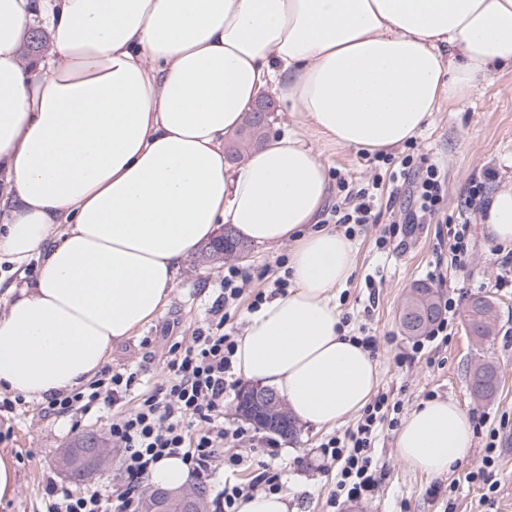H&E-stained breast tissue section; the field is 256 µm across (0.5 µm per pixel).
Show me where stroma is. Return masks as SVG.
Here are the masks:
<instances>
[{
	"instance_id": "obj_1",
	"label": "stroma",
	"mask_w": 512,
	"mask_h": 512,
	"mask_svg": "<svg viewBox=\"0 0 512 512\" xmlns=\"http://www.w3.org/2000/svg\"><path fill=\"white\" fill-rule=\"evenodd\" d=\"M315 149L329 175L362 184L377 175L384 178L386 173L385 164L371 155L320 143ZM411 151L439 163L447 189L448 220L417 225L406 245L384 252L377 249L375 240L382 225L390 222L391 210L379 203L378 223L368 225L356 238V270L337 292L336 304L340 315L350 318L348 335L377 339L378 392L400 400L407 412L430 394L455 399L471 412L470 459L445 475L412 471L397 456L395 428L381 422L373 449L382 475L378 491L367 501H341L333 506L329 499L336 488V471L318 468L315 455L323 442L343 436L356 420L351 417L330 428L300 422L294 434L279 437L274 456H267L259 445L242 447L246 466L230 477L216 471L205 483L208 495H215L228 478L249 483L260 463L269 460L281 470V492L295 512H512V281L500 287L495 284L498 269L493 245L482 230L479 213L470 216L475 248L468 267L455 265L448 239V227L458 222L470 187L479 182L484 191L494 189V180H485V171L493 170L496 178L512 175V70L498 72L463 102H440L430 125L414 138L412 146H401L392 156L399 160ZM287 253L284 245L250 244L241 258L205 261L191 254L182 265L165 312L112 347L109 370L139 373L127 407L136 406L152 383L165 377L167 338L190 341L194 329L208 319L227 264L238 265L251 275L255 290L267 292L282 275L278 260ZM369 277L375 280L371 289L365 284ZM418 282L431 283L442 296L454 292L468 300L488 298L496 316L494 336L475 343L458 322L446 342L411 354L414 338L403 330L400 316L407 293ZM487 361L497 366L499 384L492 399L480 401L472 394L470 374ZM494 430L499 438L491 484L462 482L463 473L480 462ZM86 432L105 435L106 425L92 415L77 419L48 414L42 402L23 401L14 411L1 412L0 449L15 461L18 489L8 504L0 506V512H45L48 479L61 485L66 482L58 464L60 451Z\"/></svg>"
}]
</instances>
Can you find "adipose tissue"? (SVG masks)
<instances>
[{"label":"adipose tissue","mask_w":512,"mask_h":512,"mask_svg":"<svg viewBox=\"0 0 512 512\" xmlns=\"http://www.w3.org/2000/svg\"><path fill=\"white\" fill-rule=\"evenodd\" d=\"M39 18L48 44L33 63ZM506 69L512 0H0V257L39 262L0 315V388L38 401L88 383L228 224L288 247V290L249 314L235 372L314 426L355 415L378 366L339 329L357 244L320 221L329 178L309 138L389 151L441 98ZM267 92L287 124L230 163L227 137ZM484 214L493 240L512 241V182ZM395 448L411 470L446 474L472 454V417L426 401Z\"/></svg>","instance_id":"obj_1"}]
</instances>
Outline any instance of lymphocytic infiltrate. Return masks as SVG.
I'll use <instances>...</instances> for the list:
<instances>
[{"label": "lymphocytic infiltrate", "instance_id": "obj_1", "mask_svg": "<svg viewBox=\"0 0 512 512\" xmlns=\"http://www.w3.org/2000/svg\"><path fill=\"white\" fill-rule=\"evenodd\" d=\"M390 179L401 184L406 204L397 219L383 225L376 240L381 250L403 240L415 225L434 218L447 206L441 169L426 156L406 155ZM380 186L377 178L359 187L338 178L337 187L344 192L347 204L331 209L329 223L343 226L351 236L357 229L377 223L379 214L374 206ZM248 281L247 273L239 267H225L209 320L194 330L189 343L170 345L166 378L155 384L135 409L122 408L138 380L135 371L105 370L87 385L49 398L46 410L54 414L109 412L107 433L113 448L121 454L124 480L109 494L86 486L72 488L48 482L47 512H129L151 467L170 456L182 458L201 480L220 467L235 472L244 466V456L230 452L229 447L252 442L253 437L245 426H225L224 399L237 385L232 363L236 327L227 307L242 297ZM401 410L400 402L376 395L355 429L321 444L320 461L337 468V497L360 501L378 488L372 457L376 425L387 416L399 415ZM281 488L280 473L271 465H263L248 485L225 484L213 501L214 512H236L235 505L241 498L259 491L277 493Z\"/></svg>", "mask_w": 512, "mask_h": 512}]
</instances>
